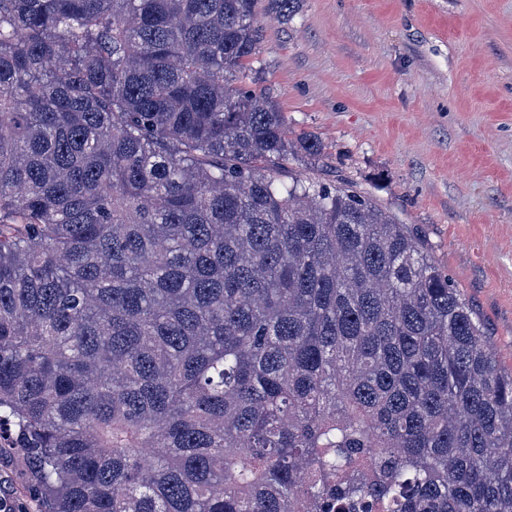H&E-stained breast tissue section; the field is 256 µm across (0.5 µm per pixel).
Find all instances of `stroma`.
<instances>
[{"label": "stroma", "mask_w": 512, "mask_h": 512, "mask_svg": "<svg viewBox=\"0 0 512 512\" xmlns=\"http://www.w3.org/2000/svg\"><path fill=\"white\" fill-rule=\"evenodd\" d=\"M259 65L317 171L420 238L512 369V0H297Z\"/></svg>", "instance_id": "stroma-1"}]
</instances>
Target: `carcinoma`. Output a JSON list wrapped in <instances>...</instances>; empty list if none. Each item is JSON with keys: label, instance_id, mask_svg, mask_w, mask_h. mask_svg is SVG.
<instances>
[{"label": "carcinoma", "instance_id": "carcinoma-1", "mask_svg": "<svg viewBox=\"0 0 512 512\" xmlns=\"http://www.w3.org/2000/svg\"><path fill=\"white\" fill-rule=\"evenodd\" d=\"M295 0H0V451L40 512H512V371L255 66Z\"/></svg>", "mask_w": 512, "mask_h": 512}]
</instances>
